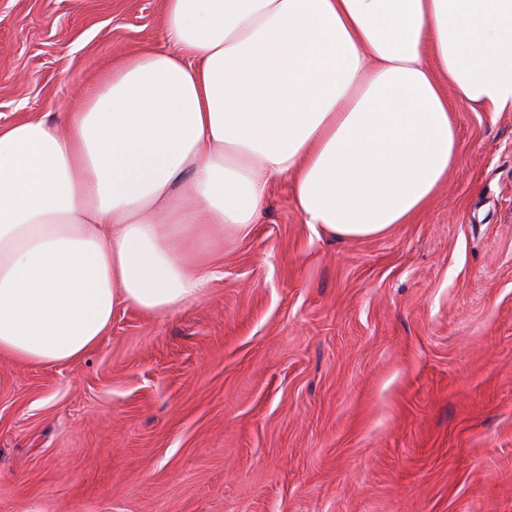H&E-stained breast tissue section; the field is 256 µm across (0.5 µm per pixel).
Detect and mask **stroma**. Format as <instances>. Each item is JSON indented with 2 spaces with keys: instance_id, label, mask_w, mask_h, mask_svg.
I'll return each mask as SVG.
<instances>
[{
  "instance_id": "obj_1",
  "label": "stroma",
  "mask_w": 512,
  "mask_h": 512,
  "mask_svg": "<svg viewBox=\"0 0 512 512\" xmlns=\"http://www.w3.org/2000/svg\"><path fill=\"white\" fill-rule=\"evenodd\" d=\"M163 0H0V125L61 123L161 46ZM413 223L342 240L288 181L184 308L0 359V512H512V111Z\"/></svg>"
}]
</instances>
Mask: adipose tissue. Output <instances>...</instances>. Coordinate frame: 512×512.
I'll list each match as a JSON object with an SVG mask.
<instances>
[{"instance_id": "adipose-tissue-1", "label": "adipose tissue", "mask_w": 512, "mask_h": 512, "mask_svg": "<svg viewBox=\"0 0 512 512\" xmlns=\"http://www.w3.org/2000/svg\"><path fill=\"white\" fill-rule=\"evenodd\" d=\"M65 118L0 128V358L56 365L119 307L201 297L287 179L317 233L409 223L459 157L449 94L512 110V0H165Z\"/></svg>"}]
</instances>
